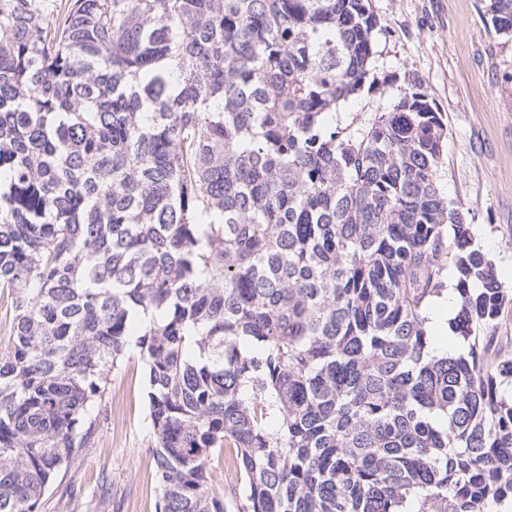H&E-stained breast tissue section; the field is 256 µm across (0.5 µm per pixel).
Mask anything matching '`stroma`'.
I'll list each match as a JSON object with an SVG mask.
<instances>
[{
  "mask_svg": "<svg viewBox=\"0 0 512 512\" xmlns=\"http://www.w3.org/2000/svg\"><path fill=\"white\" fill-rule=\"evenodd\" d=\"M487 5L370 0L378 21L370 84L329 120L356 129L421 80L448 125L439 185L512 290V35L495 31ZM147 391L145 366L130 354L111 375L93 447L43 512H156Z\"/></svg>",
  "mask_w": 512,
  "mask_h": 512,
  "instance_id": "stroma-1",
  "label": "stroma"
}]
</instances>
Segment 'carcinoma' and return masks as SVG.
Masks as SVG:
<instances>
[{"label":"carcinoma","mask_w":512,"mask_h":512,"mask_svg":"<svg viewBox=\"0 0 512 512\" xmlns=\"http://www.w3.org/2000/svg\"><path fill=\"white\" fill-rule=\"evenodd\" d=\"M377 27L369 0H0V512H42L132 352L159 512L512 503L509 299L437 182L447 124L416 79L327 124ZM449 294L465 357L429 353ZM210 473L213 485L218 488L231 489L240 485L238 468L229 448L215 455L210 461Z\"/></svg>","instance_id":"obj_1"}]
</instances>
